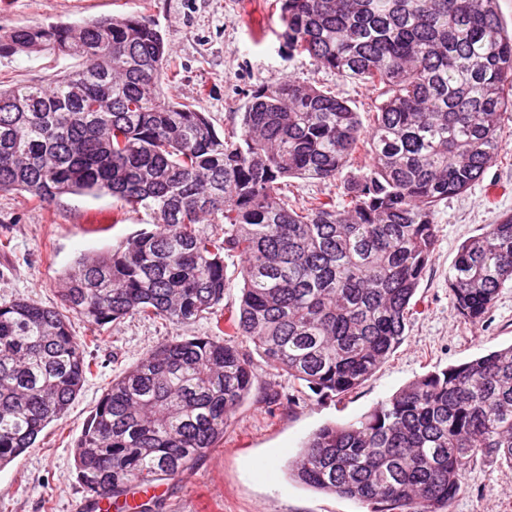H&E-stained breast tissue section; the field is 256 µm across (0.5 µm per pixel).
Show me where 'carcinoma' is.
Returning <instances> with one entry per match:
<instances>
[{"instance_id": "carcinoma-1", "label": "carcinoma", "mask_w": 512, "mask_h": 512, "mask_svg": "<svg viewBox=\"0 0 512 512\" xmlns=\"http://www.w3.org/2000/svg\"><path fill=\"white\" fill-rule=\"evenodd\" d=\"M283 46L376 93L372 121L329 89L256 86L223 132L165 96L179 75L150 16L29 24L0 55L76 60L0 88V192L40 203L111 196L152 217L62 278V308L0 306V468L61 419L91 372L86 338L127 316L213 321L112 379L74 442L85 495L117 503L216 447L266 364L320 397H344L402 343L436 247L437 206L497 157L512 119V30L498 0H280ZM365 170L292 204L288 179L334 182L359 145ZM241 258L239 308L223 313L225 260ZM512 281V213L458 247L448 287L482 322ZM512 468V346L422 374L359 418L307 437L288 471L371 512H447L467 467Z\"/></svg>"}]
</instances>
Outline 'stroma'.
<instances>
[{"label":"stroma","mask_w":512,"mask_h":512,"mask_svg":"<svg viewBox=\"0 0 512 512\" xmlns=\"http://www.w3.org/2000/svg\"><path fill=\"white\" fill-rule=\"evenodd\" d=\"M118 13H144L159 23L180 70L165 92L195 102L217 130L237 123L253 87L289 78L333 91L363 122L371 120L372 91L283 49L275 0H0V30ZM71 65L50 51L0 56V85L45 80ZM506 212L512 213V121L481 179L440 203L436 248L416 293V313L389 359L338 399L297 391L287 374L253 356L256 387L216 447L174 479L131 489L128 505L151 499L153 512H370L368 505L296 482L287 461L324 424L359 417L428 371L512 344V282L478 324L458 315L448 288L459 245ZM148 222L144 211L112 197L65 194L39 204L24 193L0 192V305L16 299L59 305L61 279L80 257L118 248ZM212 333L206 319L175 326L133 316L112 324L100 343L87 348L92 371L68 413L44 429L34 448L0 468V512H77L85 494L74 442L112 379L168 339ZM294 391L300 399L292 403ZM273 392L278 399L271 404L266 396ZM448 512H512V468L472 464Z\"/></svg>","instance_id":"1"}]
</instances>
